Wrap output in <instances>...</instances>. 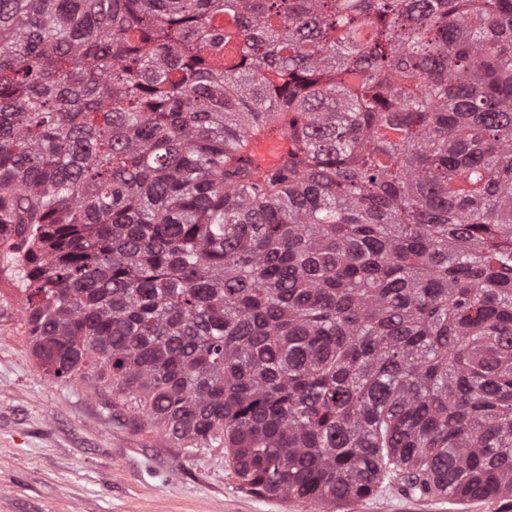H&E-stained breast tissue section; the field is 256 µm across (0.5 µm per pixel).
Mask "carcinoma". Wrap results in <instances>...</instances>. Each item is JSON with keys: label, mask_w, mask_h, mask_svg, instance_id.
<instances>
[{"label": "carcinoma", "mask_w": 512, "mask_h": 512, "mask_svg": "<svg viewBox=\"0 0 512 512\" xmlns=\"http://www.w3.org/2000/svg\"><path fill=\"white\" fill-rule=\"evenodd\" d=\"M0 247L46 374L251 493L512 500V0H0ZM256 152L261 155L266 166H277L288 151L286 139L273 135L256 144Z\"/></svg>", "instance_id": "1"}]
</instances>
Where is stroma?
<instances>
[{
  "label": "stroma",
  "mask_w": 512,
  "mask_h": 512,
  "mask_svg": "<svg viewBox=\"0 0 512 512\" xmlns=\"http://www.w3.org/2000/svg\"><path fill=\"white\" fill-rule=\"evenodd\" d=\"M0 255V512H313L245 492L222 449L188 457L113 421L102 396L45 376ZM343 512H498L385 486Z\"/></svg>",
  "instance_id": "stroma-1"
}]
</instances>
